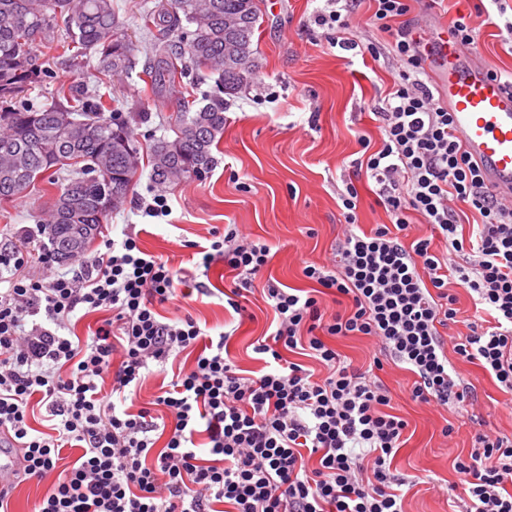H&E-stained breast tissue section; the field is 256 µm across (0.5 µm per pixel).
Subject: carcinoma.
<instances>
[{
    "label": "carcinoma",
    "mask_w": 512,
    "mask_h": 512,
    "mask_svg": "<svg viewBox=\"0 0 512 512\" xmlns=\"http://www.w3.org/2000/svg\"><path fill=\"white\" fill-rule=\"evenodd\" d=\"M260 15L259 0H159L145 7L142 27L157 31L153 60L139 75L145 86L180 89L191 71L216 84L201 98L182 96L173 136L157 139L143 156L131 136L135 113L111 107L104 93L90 97L81 88L64 101L52 93L38 104L25 98L46 78L35 50L54 44L61 22L68 32L62 56L93 64L101 84L135 69L133 41L112 0H0V203L22 197L54 167L67 171L46 226L52 249L66 243L73 258L123 207L142 165L151 167L159 191L207 174L224 134V96L241 91L254 66Z\"/></svg>",
    "instance_id": "cac0c4a2"
}]
</instances>
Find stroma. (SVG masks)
Returning <instances> with one entry per match:
<instances>
[{
    "mask_svg": "<svg viewBox=\"0 0 512 512\" xmlns=\"http://www.w3.org/2000/svg\"><path fill=\"white\" fill-rule=\"evenodd\" d=\"M154 0H113L135 45L138 64L152 57L154 35L138 26V17ZM318 0H261V27L254 39L256 68L245 87L227 98L224 135L214 151L216 164L205 177L167 190L171 213L166 225L142 216L138 202L148 197L149 176L141 174L120 211L105 220L103 233L121 238L135 227L143 249L188 270L185 284L192 295L187 308L211 335L233 329L228 351L244 370H260L264 362L253 351L272 313L263 300L266 281L307 290L313 281L302 272L305 263H331L345 221L337 191L350 173L349 163L359 149L356 133L378 138L372 109L390 84L388 64L335 48L333 33L316 20ZM479 0H444L434 9L418 8L411 18L428 32L461 15L478 12ZM477 51L492 70L512 73V48L500 27L481 26ZM37 63L48 76L42 88L50 93L76 84L92 85L89 72L80 71L58 51L39 47ZM109 92L124 107L146 115L133 127L141 149L166 134L178 110L175 94L144 89L138 76L112 79ZM58 186L38 180L29 194L0 205V242L25 236L46 216ZM235 224L251 238L267 242L273 258L254 283L248 304L252 319L234 320L224 308L223 293L234 274L223 263L209 271L191 268L186 240L206 244L212 228ZM463 371L479 403L473 413L456 404L421 405L408 397L412 375L389 367L381 378L393 394V412L408 423L406 442L394 458L398 472L417 483L404 498L405 512H452L446 487L455 481L456 456L467 455L476 432L512 433V395L474 364ZM453 425L452 437L442 430Z\"/></svg>",
    "mask_w": 512,
    "mask_h": 512,
    "instance_id": "35a3bbf8",
    "label": "stroma"
}]
</instances>
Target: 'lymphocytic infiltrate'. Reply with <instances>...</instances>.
I'll return each mask as SVG.
<instances>
[{
    "instance_id": "lymphocytic-infiltrate-1",
    "label": "lymphocytic infiltrate",
    "mask_w": 512,
    "mask_h": 512,
    "mask_svg": "<svg viewBox=\"0 0 512 512\" xmlns=\"http://www.w3.org/2000/svg\"><path fill=\"white\" fill-rule=\"evenodd\" d=\"M359 2L325 0L317 20L339 49L390 63L393 83L373 111L381 137L358 136L362 153L338 192V261L304 266L313 289L264 288L273 318L253 347L260 371L229 357L230 332L211 336L187 312L162 319L185 275L135 233L103 239L67 270L53 269L49 251L34 253L40 224L0 248V447L23 451L16 484L49 482L33 512H215L219 503L233 512H404L407 480L391 466L408 423L386 411L385 365L413 375L408 396L421 404L470 401L465 363L512 393V201L485 184L449 133L408 20L413 0H369L371 15L355 24ZM361 176L376 183L388 217L368 230L358 222ZM417 218L428 235L411 237ZM211 236L195 265L221 261L234 272L226 303L243 314L240 299L271 247L234 224ZM436 237L443 253L432 249ZM458 287L475 315L450 337ZM80 313L102 316L91 336L73 334ZM347 336L374 341L369 362L329 343ZM188 350L192 364L137 403L152 371ZM38 408L50 431L30 426ZM66 448L78 451L67 465ZM454 471L464 512H512V435L477 434Z\"/></svg>"
}]
</instances>
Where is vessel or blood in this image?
I'll list each match as a JSON object with an SVG mask.
<instances>
[{"mask_svg":"<svg viewBox=\"0 0 512 512\" xmlns=\"http://www.w3.org/2000/svg\"><path fill=\"white\" fill-rule=\"evenodd\" d=\"M431 38L425 69L450 113L452 137L485 183L512 200V87L461 51L451 28L439 26ZM22 465L18 449L0 452V490Z\"/></svg>","mask_w":512,"mask_h":512,"instance_id":"obj_1","label":"vessel or blood"}]
</instances>
